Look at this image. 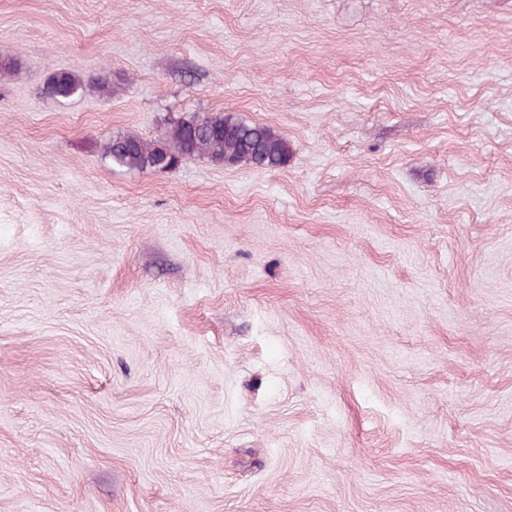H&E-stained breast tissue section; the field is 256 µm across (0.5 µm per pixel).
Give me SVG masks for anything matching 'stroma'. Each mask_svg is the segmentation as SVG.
I'll use <instances>...</instances> for the list:
<instances>
[{
  "mask_svg": "<svg viewBox=\"0 0 512 512\" xmlns=\"http://www.w3.org/2000/svg\"><path fill=\"white\" fill-rule=\"evenodd\" d=\"M0 59V512H512V0H0ZM212 112L286 163L101 157ZM109 83L107 80H101L97 85L85 83L79 77L69 72H60L56 74L45 86V95L60 100H69L81 98L86 93L99 91H108Z\"/></svg>",
  "mask_w": 512,
  "mask_h": 512,
  "instance_id": "obj_1",
  "label": "stroma"
}]
</instances>
